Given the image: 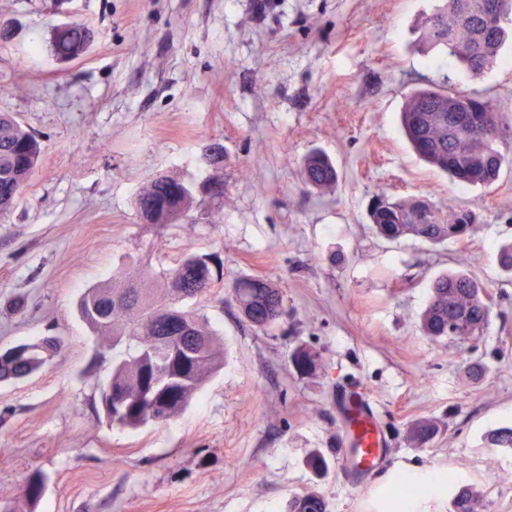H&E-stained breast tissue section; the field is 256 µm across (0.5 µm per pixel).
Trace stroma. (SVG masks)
<instances>
[{
  "label": "stroma",
  "mask_w": 512,
  "mask_h": 512,
  "mask_svg": "<svg viewBox=\"0 0 512 512\" xmlns=\"http://www.w3.org/2000/svg\"><path fill=\"white\" fill-rule=\"evenodd\" d=\"M433 0H0L13 34L0 43V112L42 143L39 165L0 216V352L47 337L64 350L28 378L0 382V503L34 470L47 478L37 512H292L308 493L326 512H449L474 487L478 512H512V173L491 188L462 185L410 149L404 97L451 84L490 96L512 122V42L474 76L419 46ZM57 24L91 29L78 59L59 62ZM224 146V167L203 143ZM323 151L337 191L304 183ZM165 175L194 184L201 205L161 229L137 198ZM224 184V202L207 189ZM420 198L479 216L471 236L431 245L386 240L367 216L377 195ZM216 254L224 280L256 276L284 296L260 331L229 290L199 310L224 340V366L166 425L111 426L100 389L111 359L93 362L79 319L84 289L142 258L153 271L182 255ZM464 272L493 299L488 326L461 342L424 335L432 280ZM320 355L316 371L292 361ZM374 402L386 465L350 486L348 434L337 400L351 386ZM433 419L431 441H407ZM327 462L318 472L313 453ZM432 487L402 509L390 491L407 475Z\"/></svg>",
  "instance_id": "stroma-1"
}]
</instances>
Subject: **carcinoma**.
I'll use <instances>...</instances> for the list:
<instances>
[{
  "mask_svg": "<svg viewBox=\"0 0 512 512\" xmlns=\"http://www.w3.org/2000/svg\"><path fill=\"white\" fill-rule=\"evenodd\" d=\"M509 22L512 0H439L425 21L422 42L477 75L500 61ZM90 38L86 30L56 25L52 48L59 59L74 60L83 55ZM461 113L472 115V130L466 135L457 123ZM402 127L425 162L463 183L489 186L499 179L503 167H512V159L496 148L512 127L491 98L451 87L420 88L407 97ZM203 151L210 166L223 168L221 144H208ZM41 152L35 133L23 128L10 113H0L1 216L24 193ZM303 169L310 186L324 192L337 188V169L323 153L309 154ZM197 205L194 186L170 176L153 178L138 198L144 220L159 226L188 220ZM368 216L377 234L388 240L414 237L433 245L463 241L477 224V215L469 208L443 214L422 200H394L386 195L372 201ZM223 279L224 264L218 257L187 253L161 277L132 260L111 282L83 293L78 304L80 316L102 340V347L120 352L101 390L109 423L130 430L165 425L223 367L222 338L198 309L184 306L186 301L208 296ZM231 293L242 318L255 329L274 325L284 312L282 292L264 279L239 277L232 283ZM490 316L485 286L457 272L432 282L420 320L428 336L465 342L483 332ZM60 350V342L53 338L12 348L11 353L0 355V381L34 375ZM292 361L296 369L309 373L319 365V354L299 348ZM435 432L433 420L420 419L411 425L408 439L420 445ZM41 479V472H32L0 512H37ZM477 504V492L463 488L453 498V512H477ZM293 508L294 512H325V503L310 494L296 499Z\"/></svg>",
  "mask_w": 512,
  "mask_h": 512,
  "instance_id": "1",
  "label": "carcinoma"
}]
</instances>
